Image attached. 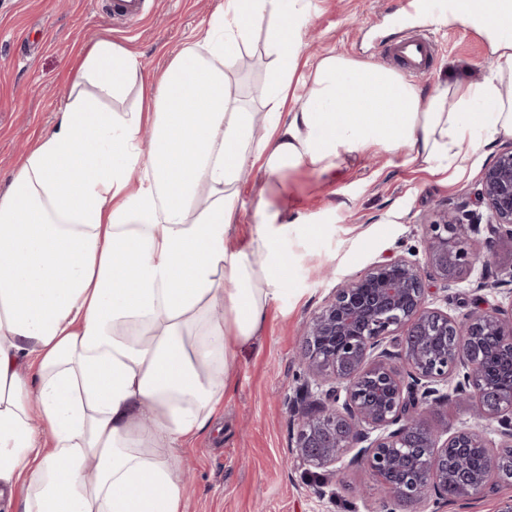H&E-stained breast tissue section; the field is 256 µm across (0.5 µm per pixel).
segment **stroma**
I'll return each mask as SVG.
<instances>
[{
  "label": "stroma",
  "mask_w": 512,
  "mask_h": 512,
  "mask_svg": "<svg viewBox=\"0 0 512 512\" xmlns=\"http://www.w3.org/2000/svg\"><path fill=\"white\" fill-rule=\"evenodd\" d=\"M221 0H144L131 24L112 11L111 0H0V192L22 152L54 124L68 93V75L85 48L108 38L134 53L152 75L189 45ZM406 0H311L306 35L314 54L336 51L387 67L391 45L419 34L436 48L427 73L413 84L431 89L457 75L482 80L495 60L486 37L471 27L436 28L404 16ZM269 57L263 30L254 31L235 67L238 94L262 112ZM512 147L502 137L473 153L471 167L455 182L431 174L425 164L391 163L388 155L342 156L330 173L302 167L270 178L246 171L239 183L240 221L227 247L240 249L255 222L258 200L281 211L288 259L285 289L266 317L255 345L239 355L224 406L213 423L180 451L187 480L184 512H380L381 489L366 469L338 474L325 489L293 462L298 425L288 402L301 384L302 330L345 278L356 277L389 255L423 261L425 226L436 210L475 203L484 167ZM321 225L312 235L308 225ZM512 247L501 246L484 275L435 292L432 302L454 316L477 298L495 304L508 289L497 286ZM512 481L451 502L445 512H505Z\"/></svg>",
  "instance_id": "35a3bbf8"
}]
</instances>
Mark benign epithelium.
<instances>
[{"mask_svg": "<svg viewBox=\"0 0 512 512\" xmlns=\"http://www.w3.org/2000/svg\"><path fill=\"white\" fill-rule=\"evenodd\" d=\"M477 196L487 220L461 206L427 224L426 264L445 290L512 242V148L484 168ZM430 294L416 261L388 257L340 283L307 323L303 383L291 401L294 459L318 471L320 487L365 467L382 480L385 506L439 512L503 476L493 448L512 447V389L491 380L487 364L499 359L512 384V294L462 316L431 306ZM452 398L474 400L500 441L430 423L428 412ZM471 448L486 449L477 468Z\"/></svg>", "mask_w": 512, "mask_h": 512, "instance_id": "1", "label": "benign epithelium"}]
</instances>
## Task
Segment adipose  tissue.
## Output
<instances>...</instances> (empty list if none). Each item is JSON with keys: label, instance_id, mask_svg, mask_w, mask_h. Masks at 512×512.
Returning a JSON list of instances; mask_svg holds the SVG:
<instances>
[{"label": "adipose tissue", "instance_id": "obj_1", "mask_svg": "<svg viewBox=\"0 0 512 512\" xmlns=\"http://www.w3.org/2000/svg\"><path fill=\"white\" fill-rule=\"evenodd\" d=\"M309 10L224 0L145 80L134 54L94 41L56 124L20 159L0 194V499L11 512H183L178 450L223 407L239 351L283 292L285 227L266 202L248 245H224L245 167L327 172L374 149L454 176L471 151L512 138V0L449 4L496 64L430 93L334 52L300 73ZM261 27L271 67L259 135L228 73ZM133 87L136 105L104 109Z\"/></svg>", "mask_w": 512, "mask_h": 512}]
</instances>
